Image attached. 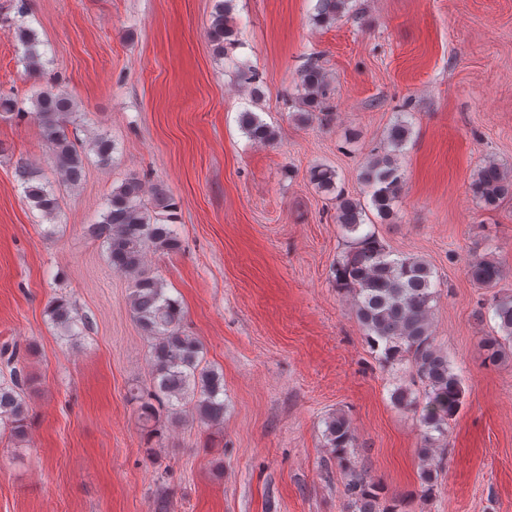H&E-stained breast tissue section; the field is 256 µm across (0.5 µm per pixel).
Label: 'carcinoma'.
Listing matches in <instances>:
<instances>
[{
  "label": "carcinoma",
  "instance_id": "carcinoma-1",
  "mask_svg": "<svg viewBox=\"0 0 512 512\" xmlns=\"http://www.w3.org/2000/svg\"><path fill=\"white\" fill-rule=\"evenodd\" d=\"M234 0H221L216 6L209 34L220 51L224 45L239 44L238 31L228 25ZM349 0H316L314 19L331 24L341 17ZM26 0H18L17 20H0V26L26 48L28 73L42 69L41 54L36 49L35 33L23 25ZM236 77L246 83L256 82V72L248 61L231 60ZM303 89L299 120L310 122L327 118L330 83L326 72L315 62L304 66L300 73ZM73 114L71 99L60 89L39 94L34 99L33 115L38 121L42 139L61 182L75 185L81 178L85 153L71 139L67 123ZM239 124L253 142L272 145L278 130L264 122L257 113L247 109L240 113ZM412 134L409 122L399 120L388 130L382 145L373 148L361 172V182L380 222L395 217L404 182L400 155ZM91 149L102 161L112 159L114 143L106 135L91 142ZM27 199L50 221L60 211L59 198L51 185L35 172L21 166L18 170ZM311 181L322 191L336 194V224L347 238V249L336 260L333 280L336 290L350 296L355 316L375 351L382 367L395 374L401 365L413 371V383H400L391 392L394 406L417 415L421 432L418 456L421 460L419 478L421 497L431 496L437 487L444 464L448 424L463 404L462 380L451 368L448 354L437 344L431 323V302L440 282L434 279L432 266L418 257H395L374 231L365 228L366 205L347 197L336 185V170L320 164L311 170ZM469 190L487 209H496L512 199V170L495 159H487L477 169ZM139 177L132 175L112 193L105 203L102 221L91 225L90 233L101 240L106 259L112 269L132 278L130 307L144 333L154 340L150 363L154 386L146 395L137 394L144 420L155 418L156 406L178 414L185 404L193 406L199 419L211 426L224 424V376L202 366L200 344L180 328L182 311L179 303L165 291L163 279L145 268L148 252H178L181 240L169 224L173 220L174 202L163 189L155 188L156 208H149L143 199ZM472 281L492 293L479 312L490 317L499 335L487 341L489 359L497 362L512 345V295L495 292L503 278L498 261L477 257L471 261ZM51 323L64 337L80 335L83 318L65 299H54L47 308ZM10 381L0 384V435L20 438L26 434L29 404L23 394L28 380L19 355L11 353ZM424 387L419 394L414 383ZM325 439L336 454L342 474L346 512H397L385 496L384 486L368 482L355 462L357 436L353 423L343 413L326 421Z\"/></svg>",
  "mask_w": 512,
  "mask_h": 512
}]
</instances>
